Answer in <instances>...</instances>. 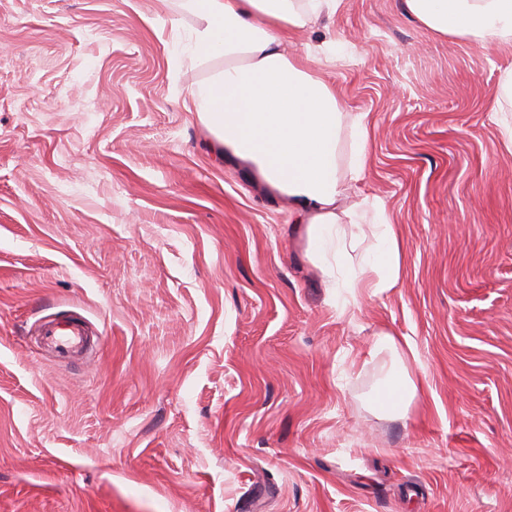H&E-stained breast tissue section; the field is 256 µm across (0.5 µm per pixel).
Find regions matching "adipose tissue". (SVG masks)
Here are the masks:
<instances>
[{"label":"adipose tissue","mask_w":512,"mask_h":512,"mask_svg":"<svg viewBox=\"0 0 512 512\" xmlns=\"http://www.w3.org/2000/svg\"><path fill=\"white\" fill-rule=\"evenodd\" d=\"M193 23L177 36L179 55L201 72L182 92L212 137L211 149L248 168L271 196L288 201L306 227L308 253L327 287L355 302L360 289L379 295L401 279L404 252L384 201L348 202L365 174L368 113L347 111L324 69L347 58L328 40L288 50L293 34L334 19L342 0H179ZM408 11L441 36L512 44V0H405ZM371 248H363L365 240ZM376 345L392 363L379 404L405 413L416 385L403 346L391 334Z\"/></svg>","instance_id":"1"}]
</instances>
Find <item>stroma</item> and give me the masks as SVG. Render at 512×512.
Returning a JSON list of instances; mask_svg holds the SVG:
<instances>
[{
	"instance_id": "obj_1",
	"label": "stroma",
	"mask_w": 512,
	"mask_h": 512,
	"mask_svg": "<svg viewBox=\"0 0 512 512\" xmlns=\"http://www.w3.org/2000/svg\"><path fill=\"white\" fill-rule=\"evenodd\" d=\"M165 0H0V512H512V46L344 0L396 288L346 306L304 225L208 149ZM80 318L100 342L40 335ZM409 342L406 417L378 406ZM44 336L47 342L63 355L69 356L77 353L87 343L89 334L79 325L60 327L48 325Z\"/></svg>"
}]
</instances>
